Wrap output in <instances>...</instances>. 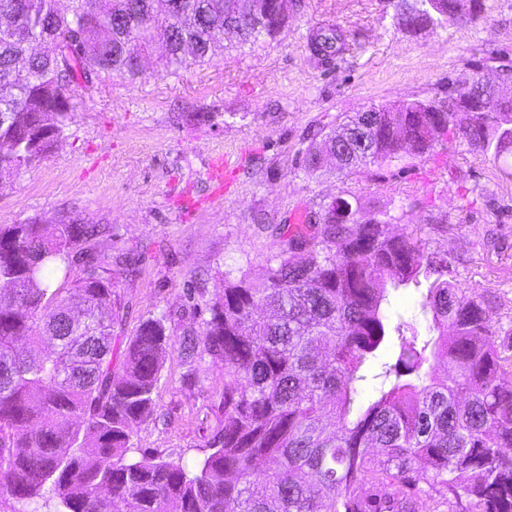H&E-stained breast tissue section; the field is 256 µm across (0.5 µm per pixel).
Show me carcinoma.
<instances>
[{
    "mask_svg": "<svg viewBox=\"0 0 512 512\" xmlns=\"http://www.w3.org/2000/svg\"><path fill=\"white\" fill-rule=\"evenodd\" d=\"M243 0H0V175L49 154L74 86L135 80L155 46L169 75L215 48L275 39L289 18L225 25ZM482 0H396L398 28L476 20ZM323 64L344 32L310 36ZM476 99L463 126L444 98L357 112L308 147L304 168L350 175L430 153L448 133L485 159L512 154V93L481 78L446 92ZM391 210L341 196L288 234L260 281L224 273L199 330L143 320L120 355L112 227L0 225V502L49 493L57 512H512V357L484 300L448 281V258L393 235ZM404 289L423 320L389 309ZM224 370V426L194 466L129 455L156 412L167 354Z\"/></svg>",
    "mask_w": 512,
    "mask_h": 512,
    "instance_id": "carcinoma-1",
    "label": "carcinoma"
}]
</instances>
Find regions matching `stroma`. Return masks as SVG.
<instances>
[{
  "label": "stroma",
  "instance_id": "stroma-1",
  "mask_svg": "<svg viewBox=\"0 0 512 512\" xmlns=\"http://www.w3.org/2000/svg\"><path fill=\"white\" fill-rule=\"evenodd\" d=\"M473 23L416 35L398 29L392 0H301L275 41L217 51L209 64L167 76L153 53L142 78L108 76L75 92L57 148L0 175V224L54 222L69 213L112 227V254L146 248L138 271L117 266L124 306L119 339L162 314L177 332L198 329L200 308L224 289V273L261 277L283 246L274 227L318 211L340 192L366 207L406 204L395 234L420 233L448 258V279L482 296L512 333V177L461 141L439 140L406 167L372 164L350 176L308 173L305 149L371 105L433 97L449 83L512 71V0H483ZM337 25L348 49L317 66L310 31ZM224 153L237 180L210 201V160ZM180 352L157 384L156 419L135 429L133 455L193 464L224 425V373L199 364L194 385Z\"/></svg>",
  "mask_w": 512,
  "mask_h": 512
}]
</instances>
